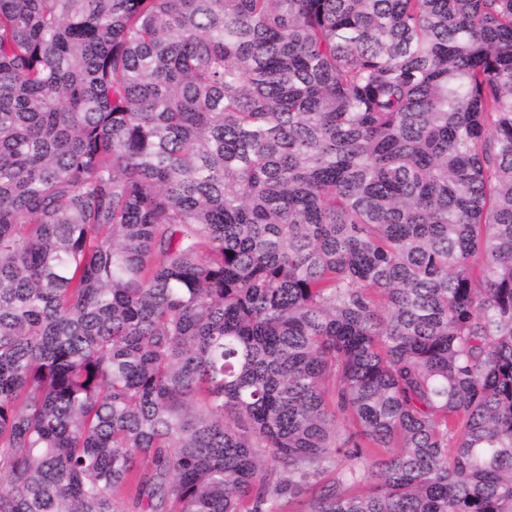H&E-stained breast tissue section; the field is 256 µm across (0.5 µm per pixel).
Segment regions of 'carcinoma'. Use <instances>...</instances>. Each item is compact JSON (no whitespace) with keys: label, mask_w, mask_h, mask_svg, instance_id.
I'll return each instance as SVG.
<instances>
[{"label":"carcinoma","mask_w":512,"mask_h":512,"mask_svg":"<svg viewBox=\"0 0 512 512\" xmlns=\"http://www.w3.org/2000/svg\"><path fill=\"white\" fill-rule=\"evenodd\" d=\"M285 506L512 512V0H0V512Z\"/></svg>","instance_id":"1"}]
</instances>
